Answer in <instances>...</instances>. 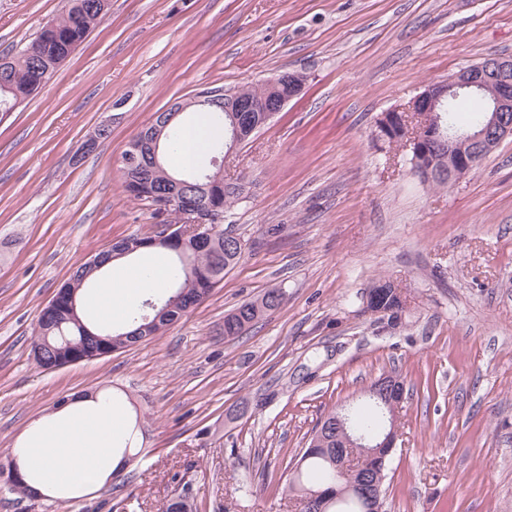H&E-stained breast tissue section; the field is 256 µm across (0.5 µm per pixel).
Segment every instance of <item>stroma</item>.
<instances>
[{"label": "stroma", "instance_id": "1", "mask_svg": "<svg viewBox=\"0 0 512 512\" xmlns=\"http://www.w3.org/2000/svg\"><path fill=\"white\" fill-rule=\"evenodd\" d=\"M62 0H0V53ZM490 54L512 55V0H112L55 77L0 118V460L80 391L132 407L138 457L64 502L0 491V512H296L282 494L320 415L380 375L405 382L385 512H512V136L445 188L378 134L384 112ZM303 73V92L235 149L224 213L245 242L165 335L54 371L30 356L40 310L151 205L119 159L157 112L213 87ZM110 135L83 153L100 125ZM404 309L365 311L378 281ZM281 289L237 338L224 316Z\"/></svg>", "mask_w": 512, "mask_h": 512}]
</instances>
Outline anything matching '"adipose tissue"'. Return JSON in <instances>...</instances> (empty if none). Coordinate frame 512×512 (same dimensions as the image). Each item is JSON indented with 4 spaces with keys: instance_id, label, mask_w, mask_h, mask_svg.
<instances>
[{
    "instance_id": "ef3b65f1",
    "label": "adipose tissue",
    "mask_w": 512,
    "mask_h": 512,
    "mask_svg": "<svg viewBox=\"0 0 512 512\" xmlns=\"http://www.w3.org/2000/svg\"><path fill=\"white\" fill-rule=\"evenodd\" d=\"M106 277L84 300L86 310L102 323H120L150 295L161 294L168 268L158 250L127 266L114 260ZM123 414L104 407L84 391L72 392L63 404L35 421L14 450L25 482L40 496L67 500L92 489L128 461L117 446Z\"/></svg>"
}]
</instances>
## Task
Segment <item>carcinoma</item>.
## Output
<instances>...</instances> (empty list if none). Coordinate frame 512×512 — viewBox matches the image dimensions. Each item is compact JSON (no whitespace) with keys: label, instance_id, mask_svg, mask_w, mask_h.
<instances>
[{"label":"carcinoma","instance_id":"carcinoma-1","mask_svg":"<svg viewBox=\"0 0 512 512\" xmlns=\"http://www.w3.org/2000/svg\"><path fill=\"white\" fill-rule=\"evenodd\" d=\"M102 19L99 0H64L62 12L49 21L38 36L28 45L0 54V112H10L27 100L49 81L61 64L84 42ZM191 112H203L210 124L224 132L205 147L204 160L192 161L175 170L166 160L171 143L179 137L181 119H175L162 129L157 142V168L152 176L130 167L122 169L125 191L137 201L149 194L170 189L172 181H187L192 187L180 198L181 205L218 201L229 207L245 191L241 178L234 184H224V171L216 161L238 143L234 125L244 127L246 121L257 113L220 112L189 107ZM437 118L441 130L463 129L459 124L456 100L439 104ZM149 237H128L115 242L111 248L100 252L101 262L90 266L81 264L60 290L80 293L87 287L92 276L100 272L104 263L115 257H124L129 244L144 243ZM170 255L169 291L156 306L143 302L130 316L125 329L96 326L84 320L78 308L58 307L42 309L32 330L31 353L37 365L45 370L69 356L71 346L84 344L91 335L112 338L116 349L122 350L139 342L163 335L167 328L201 304L224 274L233 269L243 257V252L224 241V228H219L209 241L194 242L178 248L166 249ZM283 293L277 288L262 296L244 302L224 315V337L242 335L259 320L273 314L282 305ZM366 309L384 312L389 318L399 319L403 310L392 285L382 283L373 286L366 296ZM346 412L347 428L351 433H377L389 427V414L377 399L364 395L361 402L347 408L337 406L325 413L316 428L329 429L325 441L316 442L311 435L307 448L293 466L285 471L288 478L286 491L306 500L305 512H363L362 501L343 492L347 483L341 470L340 454L336 447V415Z\"/></svg>","mask_w":512,"mask_h":512}]
</instances>
